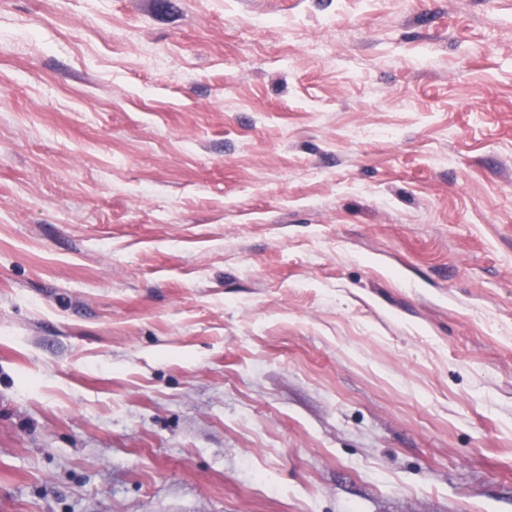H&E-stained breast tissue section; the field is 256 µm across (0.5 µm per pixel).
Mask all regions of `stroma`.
<instances>
[{"label":"stroma","instance_id":"1","mask_svg":"<svg viewBox=\"0 0 512 512\" xmlns=\"http://www.w3.org/2000/svg\"><path fill=\"white\" fill-rule=\"evenodd\" d=\"M0 512H512V0H0Z\"/></svg>","mask_w":512,"mask_h":512}]
</instances>
